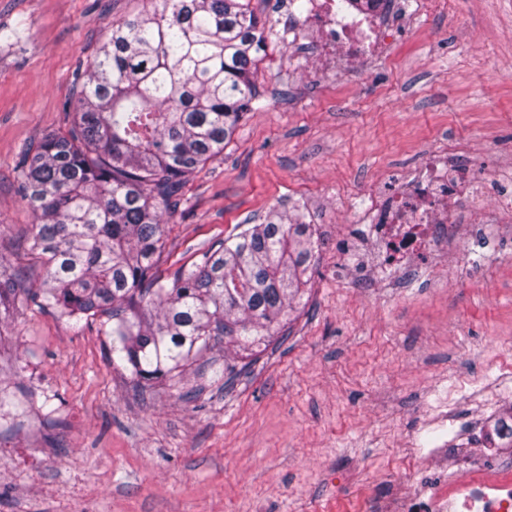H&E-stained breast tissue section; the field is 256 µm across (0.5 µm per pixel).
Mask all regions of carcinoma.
<instances>
[{
	"label": "carcinoma",
	"mask_w": 512,
	"mask_h": 512,
	"mask_svg": "<svg viewBox=\"0 0 512 512\" xmlns=\"http://www.w3.org/2000/svg\"><path fill=\"white\" fill-rule=\"evenodd\" d=\"M249 2L156 0L113 26L72 126L20 164L37 220L20 249L46 266L27 300L110 326L112 361L142 391L183 375L221 336L226 351L269 345L310 287L319 237L295 205L162 268L163 214L256 110L267 43ZM12 269L0 255V315L18 302ZM490 434L512 447V409Z\"/></svg>",
	"instance_id": "obj_1"
}]
</instances>
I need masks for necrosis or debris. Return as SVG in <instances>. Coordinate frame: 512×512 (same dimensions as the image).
Returning <instances> with one entry per match:
<instances>
[{
  "label": "necrosis or debris",
  "instance_id": "1",
  "mask_svg": "<svg viewBox=\"0 0 512 512\" xmlns=\"http://www.w3.org/2000/svg\"><path fill=\"white\" fill-rule=\"evenodd\" d=\"M387 0H371L363 10L346 0H288L286 17L264 32L265 38L289 45H309L321 63L361 59L376 52L385 31L372 28ZM473 176L451 159L450 152L427 154L419 173L401 181L391 192L369 196V231L382 268L411 271L414 263L446 244L457 224L451 201L468 194ZM404 512H512V466L492 467L474 477L449 473L447 491L433 490L401 502Z\"/></svg>",
  "mask_w": 512,
  "mask_h": 512
}]
</instances>
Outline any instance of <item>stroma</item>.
I'll list each match as a JSON object with an SVG mask.
<instances>
[{"mask_svg":"<svg viewBox=\"0 0 512 512\" xmlns=\"http://www.w3.org/2000/svg\"><path fill=\"white\" fill-rule=\"evenodd\" d=\"M151 0H0V252L35 218L15 166L65 129L78 73L113 25ZM389 55L319 71L270 42L255 112L192 174L167 216L164 257L198 251L299 203L321 236L304 311L245 371L216 379L224 347L135 397L99 322L18 304L0 323V512H336L359 492L423 493L447 446L473 469L511 463L488 422L512 408V233L495 223L512 185V0L397 10ZM473 174L445 260L381 277L355 232L360 204L431 150ZM193 388L194 402L179 398Z\"/></svg>","mask_w":512,"mask_h":512,"instance_id":"35a3bbf8","label":"stroma"}]
</instances>
